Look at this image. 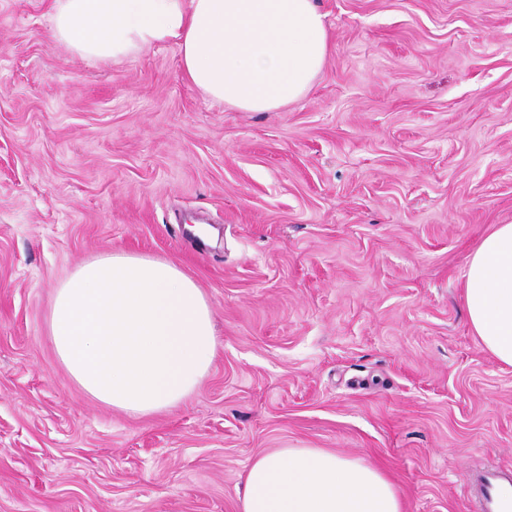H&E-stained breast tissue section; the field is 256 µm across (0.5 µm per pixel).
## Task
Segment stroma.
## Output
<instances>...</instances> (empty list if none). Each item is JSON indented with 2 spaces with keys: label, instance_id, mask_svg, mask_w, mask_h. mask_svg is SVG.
<instances>
[{
  "label": "stroma",
  "instance_id": "obj_1",
  "mask_svg": "<svg viewBox=\"0 0 512 512\" xmlns=\"http://www.w3.org/2000/svg\"><path fill=\"white\" fill-rule=\"evenodd\" d=\"M0 0V512H239L250 462L328 448L403 512H477L512 468V367L463 274L512 222V0H319L300 101L239 112L160 43L118 62ZM174 260L207 296L199 386L135 416L83 392L48 316L83 262Z\"/></svg>",
  "mask_w": 512,
  "mask_h": 512
}]
</instances>
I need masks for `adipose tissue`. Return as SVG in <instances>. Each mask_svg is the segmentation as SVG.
I'll use <instances>...</instances> for the list:
<instances>
[{
	"label": "adipose tissue",
	"instance_id": "adipose-tissue-1",
	"mask_svg": "<svg viewBox=\"0 0 512 512\" xmlns=\"http://www.w3.org/2000/svg\"><path fill=\"white\" fill-rule=\"evenodd\" d=\"M54 36L84 57L117 60L174 43L206 97L242 112H276L303 98L329 52L316 0H54ZM469 324L512 366V223L471 251ZM49 336L74 382L131 415L178 404L200 384L217 339L210 304L169 259L107 254L56 290ZM241 512H402L379 470L326 448H282L248 466Z\"/></svg>",
	"mask_w": 512,
	"mask_h": 512
}]
</instances>
